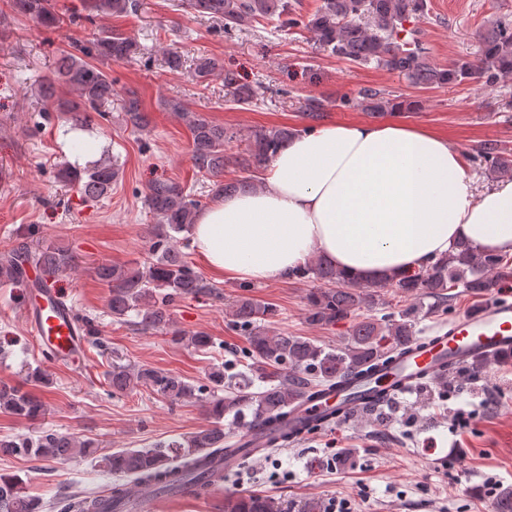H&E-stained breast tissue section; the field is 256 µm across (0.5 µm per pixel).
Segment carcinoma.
I'll return each mask as SVG.
<instances>
[{
    "label": "carcinoma",
    "mask_w": 512,
    "mask_h": 512,
    "mask_svg": "<svg viewBox=\"0 0 512 512\" xmlns=\"http://www.w3.org/2000/svg\"><path fill=\"white\" fill-rule=\"evenodd\" d=\"M175 6L224 21V29L248 25L259 18L277 17L290 28L302 24L315 36L319 48L327 54L367 65L374 63L404 76L417 86L426 88L473 82L491 85L512 74V22L498 21L480 34L482 50L475 61L458 62L448 68L430 64L423 44L410 24L427 9L426 0H322L320 7L307 20L296 17V4L289 0H177ZM18 13L47 28H60L62 20L52 0H11ZM86 18L121 16L138 10L137 0H83ZM136 45L132 38L107 27L92 44L69 43L57 62L54 77L41 84L45 102H56V111L68 112L70 129H83L90 113L99 115L112 104V79L99 63L120 62L132 57ZM218 70L215 60L202 57L197 61L195 76L204 82ZM62 82L75 94V100H54L55 83ZM224 82L231 86L237 101L246 103L254 97V89L239 83L227 72ZM391 100L375 90L363 92L362 106L374 113L384 111ZM331 102L312 97L304 105L303 115L319 121ZM126 121L143 131L150 125L139 101L125 102ZM192 138L194 165L198 172L211 178L212 196L249 192L256 188L252 181L223 180L224 167L232 163L248 170L268 162L288 143L294 132L271 128L254 133L253 148L246 154L228 157L224 142L229 139L223 127L200 114L185 113ZM478 153L489 174L512 170V154L487 143ZM62 182L73 185L91 199L112 194L118 178V165L111 160L66 164L60 170ZM145 204L155 224L149 227V250L155 261L140 269H123L102 264L95 269L98 279L110 288L109 313L112 321L138 329L158 331L171 323L170 307L189 296L211 295L214 287L189 264L186 254L174 249L177 236L187 233L194 224L201 201L191 197L185 188L170 180L152 182ZM39 265L48 274H59L74 268L73 256L64 249L43 247L38 250L8 249L0 252V277H7L21 288L24 266ZM319 287L308 294L306 319L311 325L350 322L348 341L339 348L316 345L302 336L270 335L264 323L274 315L271 304L242 297L234 304L236 323L248 336L249 347L240 355L245 372L227 395L219 397L205 386H194L183 378L147 365L115 364L109 385L115 393L140 387L172 404L196 399L203 403L210 425L180 440L158 443L149 449H125L104 454L94 442L73 433L48 428L37 438H0V455L38 461L91 458L99 461L104 471L120 477H131L158 494L185 490L193 496L210 491L215 477L206 468L209 460L224 459L227 454L248 455V448H232L226 442L224 417L250 412L249 425H277L285 421L288 406L307 393L349 377L364 373L377 374L388 369L392 358L417 340L416 325L421 315L448 309L455 294L452 289L482 298L502 287L512 278V261L500 254L480 252L460 243L448 256L424 270L401 278L382 279L373 288H390L412 304L384 318L359 311L373 307L376 292H366L360 285L346 280L335 266L317 258L298 273ZM85 340L102 347V331L91 318L81 319ZM262 388L254 389L255 383ZM0 410L25 418H36L45 411L41 400L16 386L0 384ZM24 481L10 474H0V512H117L112 505L126 494L124 485L115 483L106 495L96 493L69 494L44 501L28 494ZM275 503L260 495L231 499L227 512H277Z\"/></svg>",
    "instance_id": "cac0c4a2"
}]
</instances>
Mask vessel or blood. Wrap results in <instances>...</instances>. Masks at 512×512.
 <instances>
[{
    "instance_id": "b4317fda",
    "label": "vessel or blood",
    "mask_w": 512,
    "mask_h": 512,
    "mask_svg": "<svg viewBox=\"0 0 512 512\" xmlns=\"http://www.w3.org/2000/svg\"><path fill=\"white\" fill-rule=\"evenodd\" d=\"M38 270L29 268L24 278L29 290L24 298L28 327L38 346L59 365L74 360L82 351L83 330L67 295L55 282H40ZM512 353V292L493 295L477 311L461 315L434 336L416 340L408 352L391 364L383 386L362 376L338 389L304 398L288 413V430L256 426L243 434H231L239 452L225 456L223 467L238 468L244 448H273L284 435L302 436L312 426L339 423L359 411L406 393L419 381L441 380L448 375L449 361L466 365L492 362Z\"/></svg>"
}]
</instances>
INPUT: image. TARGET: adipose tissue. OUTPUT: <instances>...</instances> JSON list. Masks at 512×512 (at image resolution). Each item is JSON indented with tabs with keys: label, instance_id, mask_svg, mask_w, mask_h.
Here are the masks:
<instances>
[{
	"label": "adipose tissue",
	"instance_id": "1",
	"mask_svg": "<svg viewBox=\"0 0 512 512\" xmlns=\"http://www.w3.org/2000/svg\"><path fill=\"white\" fill-rule=\"evenodd\" d=\"M191 242L219 275L274 282L326 257L368 284L465 242L512 255V177L481 184L447 138L399 122L296 134L258 188L200 211Z\"/></svg>",
	"mask_w": 512,
	"mask_h": 512
}]
</instances>
